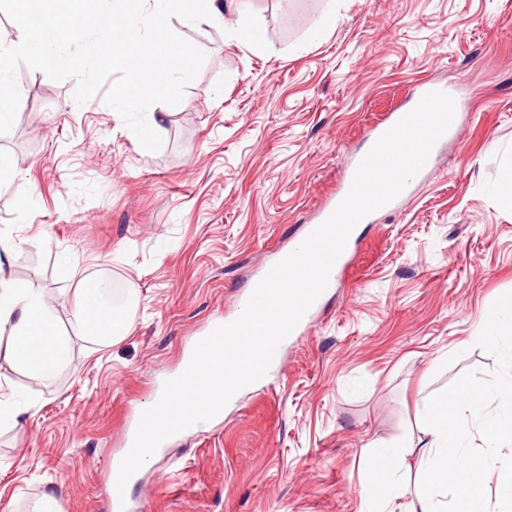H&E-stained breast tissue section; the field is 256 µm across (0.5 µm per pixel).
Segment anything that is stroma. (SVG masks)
<instances>
[{
  "instance_id": "stroma-1",
  "label": "stroma",
  "mask_w": 512,
  "mask_h": 512,
  "mask_svg": "<svg viewBox=\"0 0 512 512\" xmlns=\"http://www.w3.org/2000/svg\"><path fill=\"white\" fill-rule=\"evenodd\" d=\"M249 0L267 50L222 29L172 28L206 54L181 107L144 150L74 80L26 68L0 152L4 271L42 288L72 362L50 379L10 367L0 400V506L31 512L55 489L62 512H109L108 471L137 411L216 315L233 316L255 272L297 242L335 193L368 129L433 80L469 107L438 171L414 177L399 212L358 227L354 260L279 367L220 420L174 437L126 494L139 512H371L363 459L396 434L419 437L428 399L508 368L474 341L512 295V208L498 171L512 157V0ZM102 280L128 313L108 347L77 339V278Z\"/></svg>"
}]
</instances>
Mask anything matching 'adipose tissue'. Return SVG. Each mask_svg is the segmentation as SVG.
<instances>
[{
	"label": "adipose tissue",
	"mask_w": 512,
	"mask_h": 512,
	"mask_svg": "<svg viewBox=\"0 0 512 512\" xmlns=\"http://www.w3.org/2000/svg\"><path fill=\"white\" fill-rule=\"evenodd\" d=\"M75 294L73 318L81 337L107 346L123 334L126 320L118 315L109 289L88 287L82 279ZM1 338L12 344V363L30 375L50 378L71 362V338L59 330L41 288L0 273ZM476 338L499 350L512 366V296L487 309ZM485 399V391L472 385L432 399L425 409L421 437L391 438L387 452L365 456L366 486L378 489V501L388 506L403 497L400 472L404 451L412 447L420 455L425 479L407 512H512L511 473L498 476L495 502L469 491L479 476L495 474L497 449L512 446V410L484 413ZM472 418L478 419L481 436L490 449L479 459L471 458L463 449L467 423ZM450 486L461 491V498L447 499L444 491Z\"/></svg>",
	"instance_id": "adipose-tissue-1"
}]
</instances>
